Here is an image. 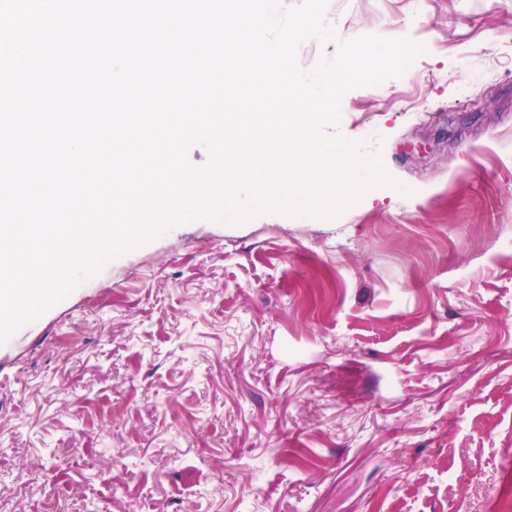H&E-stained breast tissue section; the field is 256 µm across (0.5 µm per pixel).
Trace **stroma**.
<instances>
[{"mask_svg":"<svg viewBox=\"0 0 512 512\" xmlns=\"http://www.w3.org/2000/svg\"><path fill=\"white\" fill-rule=\"evenodd\" d=\"M408 36L332 219L197 220L0 344V512H500L512 493V0H328Z\"/></svg>","mask_w":512,"mask_h":512,"instance_id":"stroma-1","label":"stroma"}]
</instances>
